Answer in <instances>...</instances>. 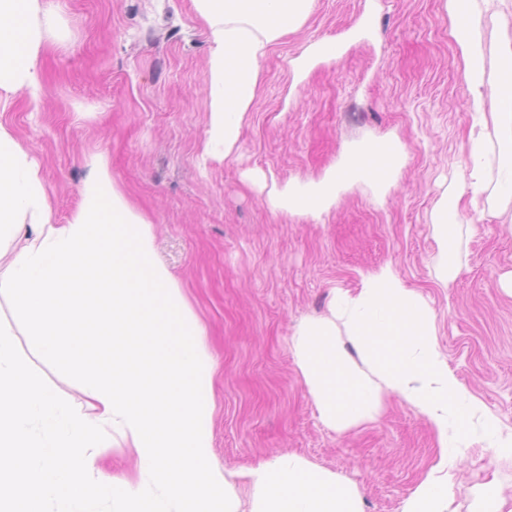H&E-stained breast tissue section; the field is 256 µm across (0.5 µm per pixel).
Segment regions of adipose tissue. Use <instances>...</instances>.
Wrapping results in <instances>:
<instances>
[{
    "label": "adipose tissue",
    "instance_id": "ef3b65f1",
    "mask_svg": "<svg viewBox=\"0 0 512 512\" xmlns=\"http://www.w3.org/2000/svg\"><path fill=\"white\" fill-rule=\"evenodd\" d=\"M210 33L205 153L225 158L262 79L261 62L308 18L313 0H194ZM451 38L476 112L464 190H445L431 213L440 246L436 276L454 282V228L469 193L497 207L512 203V42L499 53L505 78L491 82L481 37L486 22L512 20V0H443ZM52 27L45 0H0V110L12 96L40 92L39 55ZM496 141L497 163L486 146ZM401 167L391 143L358 145L320 180L271 184L279 211L320 215L345 182L388 186ZM11 250L0 294H7L31 345L75 377L87 410L58 393L18 358L11 329L0 326V512H46L59 503L107 498L112 512H363L358 489L294 454L237 471L222 469L213 448L214 362L205 330L179 283L155 258L151 224L112 180L104 157L90 161L67 223L51 221L41 167L0 122V243ZM290 350L321 420L344 432L375 421L387 396L409 404L433 430L439 459L402 512H451V471L471 428L497 460L512 459V430L464 391L436 343V316L391 267L364 275L355 294L333 291L329 312L300 320ZM45 428L35 437L31 418ZM131 451L140 477L97 466L104 440Z\"/></svg>",
    "mask_w": 512,
    "mask_h": 512
}]
</instances>
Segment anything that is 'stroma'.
<instances>
[{
  "label": "stroma",
  "mask_w": 512,
  "mask_h": 512,
  "mask_svg": "<svg viewBox=\"0 0 512 512\" xmlns=\"http://www.w3.org/2000/svg\"><path fill=\"white\" fill-rule=\"evenodd\" d=\"M54 20L38 98L0 119L41 165L52 221L79 202L91 156L153 225L156 257L204 324L217 365L214 451L227 469L296 454L356 484L365 512H401L439 454L428 424L398 396L379 418L339 433L319 417L289 351L298 322L330 292L391 266L434 310L437 343L463 389L512 428V204L460 216V270L441 287L435 201L466 177L472 101L442 0H314L274 43L233 153L206 160L209 30L192 0H46ZM336 59L295 81L316 42ZM389 139L404 163L380 192L358 181L321 216L272 209L261 176L319 177L358 142ZM20 359L75 410L78 382L24 334ZM512 494V461L481 444L464 454L454 505L478 486Z\"/></svg>",
  "instance_id": "stroma-1"
}]
</instances>
